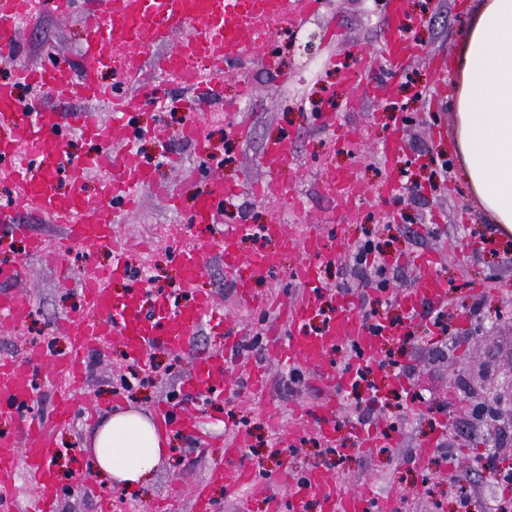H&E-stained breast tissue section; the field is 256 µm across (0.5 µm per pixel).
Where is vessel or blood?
Masks as SVG:
<instances>
[{"instance_id":"vessel-or-blood-1","label":"vessel or blood","mask_w":512,"mask_h":512,"mask_svg":"<svg viewBox=\"0 0 512 512\" xmlns=\"http://www.w3.org/2000/svg\"><path fill=\"white\" fill-rule=\"evenodd\" d=\"M83 13L84 38L81 66L57 58L48 65H17L11 81H0V123L13 126L15 136L0 141V182L9 184L15 201L27 205L59 225L62 232L54 240L33 235L29 225L18 223L13 210L0 209V251L12 248L16 239L29 242L32 256L44 259L56 251L75 245L95 246L112 237V226L119 214L133 211L137 189L150 180L149 164L138 154L126 150L135 133L128 121L131 113L147 107L160 108L167 101L163 84L176 81L187 91L184 107L192 117L185 126L184 137L197 154H205L207 144L200 133L195 112L218 105L220 76L200 82L194 72L182 69L180 61L190 54H202L220 66L222 74L238 70L244 62L256 61L261 34L270 24H297L316 11L319 0H90ZM54 13L67 16L74 12L76 0H0V58L12 59L17 46L16 25L32 17L43 4ZM385 10L394 26L385 36L380 51L362 43L354 51L362 58L378 57L390 77H397L415 56L418 47L408 33L415 24L402 7V0H385ZM157 45L168 46V53L158 62L160 84L130 90L129 84L141 69L143 56ZM125 65L112 86H103L98 74L112 67L117 58ZM27 83L42 89L63 90L81 84L87 100L96 110L85 112L81 128L103 150L118 148L120 155L110 172H102L100 161L91 156L70 163L69 187L59 192L52 187L51 163L65 158L69 128L64 114L43 113L37 104L23 106L16 98L14 84ZM294 138L286 136L268 148L262 158L267 169H277L294 158ZM406 154L400 133L387 137L377 155L386 168ZM99 174V190L88 194L84 182L91 172ZM233 186L212 180L200 192L188 216L192 224H215L224 207L225 196L234 194ZM336 208L346 213L360 202L363 191L353 174L337 175L334 182ZM224 267L233 274L239 299L251 307L261 301L251 293L254 281L272 277L281 268L282 251L297 250L304 261L292 268L290 278L299 287L294 301L282 311L288 323L286 337L274 339L267 348L269 357L307 368L317 379L336 391H344L359 370L373 364L379 354L383 332L369 328L356 301L341 293H329L320 271L324 263L336 257L335 237L311 233L304 237L288 234L279 221L256 226L233 224L219 228ZM279 241L277 251L255 248L242 255L241 239L253 235ZM171 258L180 272L173 292L160 296L152 290L131 283L126 294L114 298L111 281L126 278L130 270L122 252H115L108 268H87L78 282L86 306L95 318L77 322L60 318L54 334L69 337L72 350L58 356L40 347L25 349L21 355L0 360V417H11L15 433H0V512H21L14 497L13 482L17 475H27L39 487L50 485L53 473L49 462L57 451L54 432L73 418L72 393L81 386L84 354L102 346L108 337L122 341L127 356L145 362L150 349L161 347L173 353L185 352L197 329L213 322L224 332V343L198 357L188 379L191 388L205 393L223 392L224 370L235 363L236 352L244 334L242 328L225 323L218 314L213 296L204 292L200 280L206 267L204 252L195 246L177 245ZM435 254L415 257L418 282L402 297L407 309H415L422 300L445 301L448 282L435 273ZM24 275L21 265L0 266V332L15 330L18 320L28 309L27 301L14 289ZM331 303L334 314L326 329L310 331L308 323L324 303ZM351 344L357 355L340 371L328 372L325 353L339 344ZM51 380L57 403L52 419L35 412V385L38 378ZM169 431L183 432L198 438L203 434L198 410L174 411L168 405L158 409ZM309 414L321 422L325 438H332L340 415L337 401L316 404ZM242 434H235L228 444L226 462L216 463L210 478L224 484L226 494H237L245 486H255L266 497L269 512H305L308 500L321 501L322 512H374L372 500L348 490L341 481L331 479L320 469L309 470L302 480L293 482L287 495L269 486L255 485L251 470L236 463Z\"/></svg>"}]
</instances>
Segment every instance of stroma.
Wrapping results in <instances>:
<instances>
[{"mask_svg":"<svg viewBox=\"0 0 512 512\" xmlns=\"http://www.w3.org/2000/svg\"><path fill=\"white\" fill-rule=\"evenodd\" d=\"M475 2L411 0L407 11L421 20L412 37L425 53L392 82L381 68L349 51L355 42L380 45L391 25L384 0H321L320 8L301 23L312 34L311 53L319 59L318 68L306 67L308 52L301 48L276 56L274 68L250 66L254 92L249 98L240 95L236 78H223L222 96L239 109L223 113L218 122L202 121L209 142L204 157H193L190 144L182 137L188 114L180 105V86L168 84L172 101L164 111L146 109L131 117V125L139 131L134 150L153 163L154 181L175 189L182 203L181 211H172L163 199L144 190L139 211L114 226L127 245L131 265L145 267L148 287L162 293L173 288L178 274L168 253L173 242L202 247L208 257L202 285L214 293L225 314L235 317L247 336L257 335L265 342L284 333L279 309L270 307L262 312L240 305L233 277L224 268L210 228L184 221L210 178L240 185L259 181L268 185V194L256 199L246 194L227 199L225 223L264 224L277 219L291 233H337L350 247L367 236L380 242V261L391 281L388 292L375 291L373 272L356 269L349 250L325 264L321 278L327 287H340L349 290L353 298H365L368 310L394 326L396 333L387 337L385 347L402 367L397 370L379 364L371 368L368 379L379 388L375 409L356 404L351 393L343 394L341 421L331 443L342 450L339 461L325 455L329 443L317 434L312 421L295 419L297 409L327 398L328 389L307 371L300 382L289 384V366L273 360H264L267 394L263 397L253 391L247 372L229 368L224 378L232 392L214 402L204 423L209 446L171 437L167 457L134 492L97 476L88 450L93 426L75 419L56 433L59 452L52 462L56 512H101L96 498L100 492L123 497L127 512H154L174 486L179 487L181 496L169 500L167 512H192L193 497L200 485H206L209 467L224 458L226 435L240 428L248 432L247 445L239 451L240 462L253 471L257 481L277 485L280 494L288 492L277 483L283 464H290L288 472L294 479L317 466L329 477L342 478L355 493L393 500L400 512H451L454 484L463 466L470 470L473 481L470 512H489L498 474L485 470L484 464L497 445L502 448L501 463L512 461V426L489 437L486 423L477 419L473 407L448 408L442 401L449 391L461 394L473 385L493 384L512 371V237L503 236L497 225L491 224L462 178L451 143L452 115L447 103L433 109L427 102L433 93L434 62L451 59L469 21L466 7ZM18 37L17 63L47 65L59 55L76 64L81 61L79 15L61 19L47 11L39 13L19 23ZM354 75L380 88L378 97L356 108L350 105L355 89L349 79ZM16 94L28 102L40 101L43 111L61 112L72 120L86 107L75 90L60 94L21 85ZM315 98L324 111L335 114L337 123L353 129L366 158L365 165L356 170L366 189L384 176L374 159L377 147L391 133L395 120L403 121L409 165L400 178L410 191L402 203L389 207L370 197L356 209L338 214L331 183L337 169L351 164L352 158L347 151L333 150L330 129L310 110ZM158 121L164 122L169 134L164 148L147 133ZM239 122L249 124L248 137L235 135L232 126ZM287 135L295 142L292 163L279 172H266L263 154ZM165 148L194 164L198 181H182L176 168L160 161ZM443 163L448 166L444 176L439 173ZM289 182L302 197L303 209L297 213L289 212L274 192L276 186ZM423 252L439 255L437 269L448 280V299L439 307L448 325L442 336L430 334L425 312L410 315L397 300L398 293L414 287L412 259ZM7 259L27 268L17 290L28 299L29 310L13 333L0 334V358L15 356L31 344L46 345L57 354L69 353L67 338L50 335L49 327L59 315L82 311L79 291L58 287L54 269L31 258L25 240L15 242ZM215 341L205 326L182 355L151 350L150 374L156 383L130 392L119 384L128 373L129 362L118 340H110L88 354L84 388L76 403L94 404L101 417L126 409L152 415L163 403L195 408L199 395L187 384L189 370L194 358ZM421 383L427 390L419 404H412L408 390ZM268 400L279 411V423H272L263 413ZM361 425L374 430L378 445L361 446L354 434L355 427ZM280 427L302 433L293 453L286 457L272 452Z\"/></svg>","mask_w":512,"mask_h":512,"instance_id":"obj_1","label":"stroma"}]
</instances>
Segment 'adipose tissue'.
<instances>
[{
    "mask_svg": "<svg viewBox=\"0 0 512 512\" xmlns=\"http://www.w3.org/2000/svg\"><path fill=\"white\" fill-rule=\"evenodd\" d=\"M449 108L461 174L492 223L512 234V0H480L452 60ZM91 447L97 472L137 490L169 451V437L135 410L107 415Z\"/></svg>",
    "mask_w": 512,
    "mask_h": 512,
    "instance_id": "ef3b65f1",
    "label": "adipose tissue"
}]
</instances>
